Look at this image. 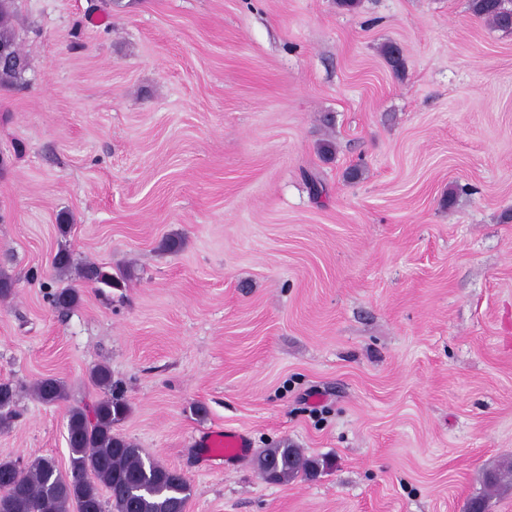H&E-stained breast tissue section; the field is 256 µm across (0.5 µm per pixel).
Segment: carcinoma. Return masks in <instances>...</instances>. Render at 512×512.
Returning <instances> with one entry per match:
<instances>
[{
	"label": "carcinoma",
	"instance_id": "obj_1",
	"mask_svg": "<svg viewBox=\"0 0 512 512\" xmlns=\"http://www.w3.org/2000/svg\"><path fill=\"white\" fill-rule=\"evenodd\" d=\"M15 0H0V54L21 55L12 20ZM475 15L493 27L512 31V0H471ZM28 62L19 67L0 66V87L23 83ZM56 275L63 279L74 268L72 254L61 249L53 261ZM80 277L98 288H119L125 274H112L93 263L79 269ZM79 293L66 286L51 294V304L65 313L77 306ZM91 380L109 396L92 404L71 408L66 443L69 468L62 471L51 457H39L20 465L0 460V480L8 478L11 492L0 501V512H179L191 495L190 483L179 473L143 456L136 442L117 433L115 425L125 419L129 405L112 382L110 369L97 365ZM33 394L43 403L55 404L67 397L63 381L55 377L38 380ZM16 389L0 383V429L10 427ZM253 464L262 477L276 484L298 477H316L320 462L306 456L286 441L257 453ZM486 488L512 483V459L502 460L483 475Z\"/></svg>",
	"mask_w": 512,
	"mask_h": 512
}]
</instances>
